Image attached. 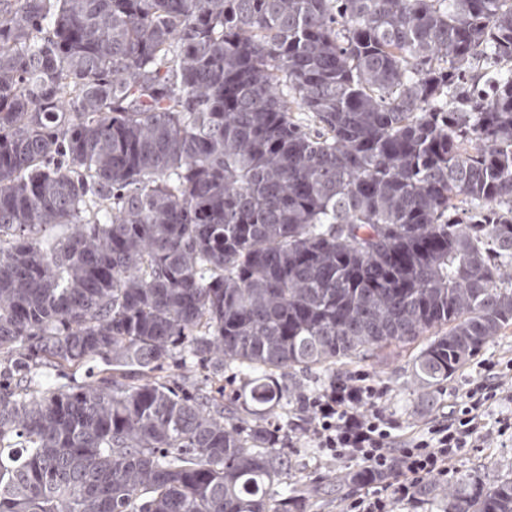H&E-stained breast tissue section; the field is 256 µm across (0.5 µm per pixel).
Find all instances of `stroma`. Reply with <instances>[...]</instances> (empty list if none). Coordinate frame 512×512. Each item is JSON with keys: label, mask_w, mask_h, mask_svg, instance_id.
Listing matches in <instances>:
<instances>
[{"label": "stroma", "mask_w": 512, "mask_h": 512, "mask_svg": "<svg viewBox=\"0 0 512 512\" xmlns=\"http://www.w3.org/2000/svg\"><path fill=\"white\" fill-rule=\"evenodd\" d=\"M417 350L414 344L392 346L340 367L341 372L361 374L368 384L382 389L384 408L407 431L432 426L456 413L469 380L483 375L490 364H501L512 357V328L490 340L437 390L415 385L412 357ZM282 464L283 475L271 493L277 499L285 495L300 497V512H346L348 496L363 491L352 480L357 470L355 462L328 458L311 440H298L286 449ZM448 473L470 475L485 483L512 478V429L503 434L492 433L484 447L464 449L450 464Z\"/></svg>", "instance_id": "1"}]
</instances>
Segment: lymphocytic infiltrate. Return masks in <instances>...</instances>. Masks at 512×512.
<instances>
[{
  "mask_svg": "<svg viewBox=\"0 0 512 512\" xmlns=\"http://www.w3.org/2000/svg\"><path fill=\"white\" fill-rule=\"evenodd\" d=\"M382 398L374 386L341 381L306 398L307 417L288 430L289 439L309 438L330 457L357 462L366 493L351 499L347 512H393V503L415 504L425 481L447 472L460 449L483 447L491 407L501 409L500 426L512 429V384L501 379L473 378L457 414L421 435L402 432Z\"/></svg>",
  "mask_w": 512,
  "mask_h": 512,
  "instance_id": "f902f5d3",
  "label": "lymphocytic infiltrate"
}]
</instances>
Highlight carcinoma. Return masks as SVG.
I'll list each match as a JSON object with an SVG mask.
<instances>
[{"mask_svg": "<svg viewBox=\"0 0 512 512\" xmlns=\"http://www.w3.org/2000/svg\"><path fill=\"white\" fill-rule=\"evenodd\" d=\"M479 54L512 62V0H0V512H291L277 376L424 336L435 388L511 328ZM439 489L512 512V478ZM162 375L168 376V380L184 389L191 390L204 387L208 377V369L203 367H176L172 366Z\"/></svg>", "mask_w": 512, "mask_h": 512, "instance_id": "carcinoma-1", "label": "carcinoma"}]
</instances>
